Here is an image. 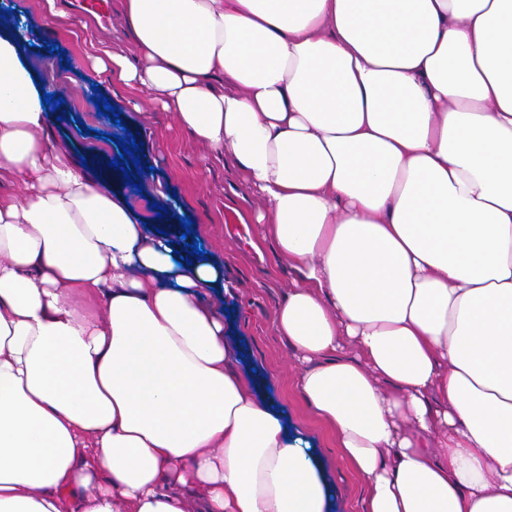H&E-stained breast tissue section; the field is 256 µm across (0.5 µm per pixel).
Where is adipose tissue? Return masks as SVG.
Returning a JSON list of instances; mask_svg holds the SVG:
<instances>
[{"label":"adipose tissue","instance_id":"ef3b65f1","mask_svg":"<svg viewBox=\"0 0 512 512\" xmlns=\"http://www.w3.org/2000/svg\"><path fill=\"white\" fill-rule=\"evenodd\" d=\"M150 93L264 202L274 322L365 494L512 512V0H122ZM0 38V512H329L181 263Z\"/></svg>","mask_w":512,"mask_h":512}]
</instances>
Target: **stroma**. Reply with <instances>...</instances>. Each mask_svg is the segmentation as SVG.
Wrapping results in <instances>:
<instances>
[{
  "mask_svg": "<svg viewBox=\"0 0 512 512\" xmlns=\"http://www.w3.org/2000/svg\"><path fill=\"white\" fill-rule=\"evenodd\" d=\"M9 9L0 16V35L25 31L22 56L34 82H44L54 64L70 73L63 103L53 111L54 136L82 158L87 172H114V185L128 204L172 240L182 234L181 219H191V239L223 273V285L211 288L206 299L224 312L226 337L239 349L242 372L319 456L332 490V512H350L364 485L299 396L297 355L274 328L291 273L273 243H260V229L250 221L261 199L239 180L232 163L207 161V149L180 132L175 113L162 111L146 95L130 102L125 89L86 62L91 46L121 44L120 14H113L107 30L72 11L66 21H55L42 0H10ZM101 97L115 107L117 120L99 114L95 101ZM124 131L133 134L140 162L123 168L117 164L122 149L116 137Z\"/></svg>",
  "mask_w": 512,
  "mask_h": 512,
  "instance_id": "1",
  "label": "stroma"
}]
</instances>
